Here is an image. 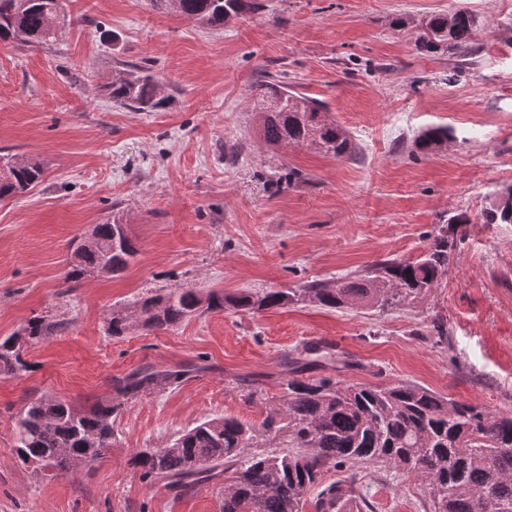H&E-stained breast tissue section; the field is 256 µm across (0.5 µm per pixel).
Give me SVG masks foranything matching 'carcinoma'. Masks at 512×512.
<instances>
[{
  "label": "carcinoma",
  "mask_w": 512,
  "mask_h": 512,
  "mask_svg": "<svg viewBox=\"0 0 512 512\" xmlns=\"http://www.w3.org/2000/svg\"><path fill=\"white\" fill-rule=\"evenodd\" d=\"M184 18L214 29L246 10L252 0H155ZM66 18L63 0H0V42L47 46L54 42L58 20ZM478 26L466 10L438 14L427 20L415 44L419 52L435 53L443 44L464 54ZM109 98L119 107L154 110L159 96L154 76L120 72L107 85ZM256 112L265 142L273 147L310 146L336 159L360 152L355 139L322 112L319 101L267 80L256 87ZM446 126L430 127L414 140L415 152L433 154L448 142ZM6 171L0 175V200L37 184L42 164L34 159L14 163L3 155ZM486 224H512V186L498 191L485 208ZM471 223L465 213L429 234L425 253L414 261L384 259L354 279L311 281L293 290L236 294L175 290L131 304L139 312L134 321L128 308L110 310L107 332L113 337L137 330H169L199 311L259 312L298 302L329 309L365 303L380 311L437 287L456 249L455 229ZM119 225H96V248L82 250L69 263L65 281L79 282L103 263L117 275L138 253L137 244L124 236L113 248ZM62 324L34 316L18 331L0 338V375L28 369L22 361L23 343H37L59 332ZM203 370L194 365L170 368L142 366L110 383L109 394L84 411L51 395L27 403L16 419V453L22 464L47 461L49 472L75 475L86 470L87 453L98 441L112 448L113 423L129 403L141 396L175 390ZM287 398L269 409L260 425L234 417L211 418L179 433L159 448H145L130 459L145 482L156 480L178 494L215 480L228 472L236 476L224 493L221 512H304L307 495L315 492V512H361L353 498V484L365 478L351 474L350 484H324V470L360 464H384L419 481L430 512H512V412L493 413L464 404L422 385L396 382L387 386L340 385L330 378L287 381ZM278 439L288 450H262Z\"/></svg>",
  "instance_id": "carcinoma-1"
}]
</instances>
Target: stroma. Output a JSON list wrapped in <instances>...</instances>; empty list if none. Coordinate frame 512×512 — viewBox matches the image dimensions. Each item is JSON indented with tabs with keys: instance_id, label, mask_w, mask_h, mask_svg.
Wrapping results in <instances>:
<instances>
[{
	"instance_id": "stroma-1",
	"label": "stroma",
	"mask_w": 512,
	"mask_h": 512,
	"mask_svg": "<svg viewBox=\"0 0 512 512\" xmlns=\"http://www.w3.org/2000/svg\"><path fill=\"white\" fill-rule=\"evenodd\" d=\"M258 2L215 30L153 0H65L69 21L51 46L0 44V153L44 166L37 185L0 201V336L35 315L66 324L25 348L29 371L0 375V512H219L223 480L177 497L147 487L128 460L206 419L260 424L287 392L290 358L310 378L410 382L512 411V224L482 219L512 185V0ZM457 9L479 21L474 53H416L427 18ZM142 69L164 107L114 105L112 75ZM268 74L320 101L360 158L265 143L253 100ZM433 125L452 138L414 154ZM291 169L302 183L281 182ZM456 212L471 221L447 272L401 309L303 302L107 333L112 307L175 289L294 290L416 260ZM108 220L126 225L138 255L116 277L66 288L71 241ZM189 363L197 377L116 418L112 451L93 469L44 479L18 460L15 417L30 400L86 408L141 366ZM358 492L372 512H425L419 482L394 469L368 468Z\"/></svg>"
}]
</instances>
